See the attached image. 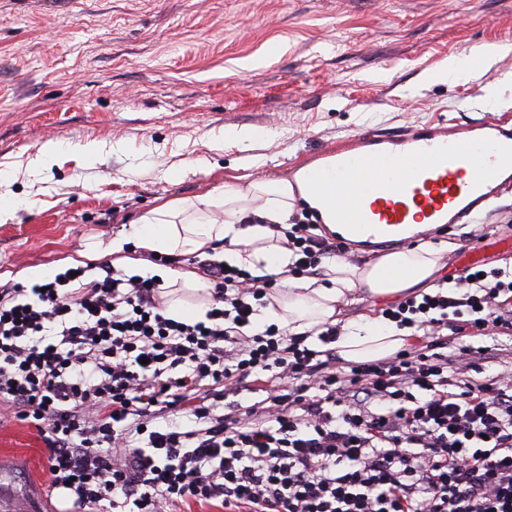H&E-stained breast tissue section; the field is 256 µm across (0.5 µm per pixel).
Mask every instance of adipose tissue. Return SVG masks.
Listing matches in <instances>:
<instances>
[{
  "label": "adipose tissue",
  "mask_w": 512,
  "mask_h": 512,
  "mask_svg": "<svg viewBox=\"0 0 512 512\" xmlns=\"http://www.w3.org/2000/svg\"><path fill=\"white\" fill-rule=\"evenodd\" d=\"M317 196L295 191L289 179L254 181L246 185L224 184L207 194L163 202L132 223L130 231L112 242L113 254L129 264L126 248L143 255L181 256L205 251L224 243L225 264L254 275H282L285 288L257 320L275 323L299 334L322 323L340 324L341 333L332 345L338 358L366 363L390 356L411 341L409 329L397 328L383 317H364L340 322V307L348 298L363 293L388 301L406 295L412 288L429 285L436 279L444 252L450 242L436 245L423 242L397 249L361 265L339 260L327 266L324 275L289 276L292 254L274 242L273 225H286L297 208H315ZM167 287L169 316L202 319L206 304H190L179 295V287L207 292L201 276L170 267L152 266Z\"/></svg>",
  "instance_id": "1"
}]
</instances>
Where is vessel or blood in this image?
Listing matches in <instances>:
<instances>
[{"label":"vessel or blood","mask_w":512,"mask_h":512,"mask_svg":"<svg viewBox=\"0 0 512 512\" xmlns=\"http://www.w3.org/2000/svg\"><path fill=\"white\" fill-rule=\"evenodd\" d=\"M295 187H317L326 200L356 197V211L337 207V223L365 240L412 239L466 223L512 191V123L447 122L395 134L368 129L338 139L290 173Z\"/></svg>","instance_id":"obj_1"}]
</instances>
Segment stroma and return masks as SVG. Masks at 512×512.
I'll return each mask as SVG.
<instances>
[{"instance_id":"1","label":"stroma","mask_w":512,"mask_h":512,"mask_svg":"<svg viewBox=\"0 0 512 512\" xmlns=\"http://www.w3.org/2000/svg\"><path fill=\"white\" fill-rule=\"evenodd\" d=\"M452 56L471 72L439 82ZM502 115L512 0H0V190L19 202L0 222V283L95 279L159 203L288 176L343 136ZM240 129L267 136L246 149ZM444 239L441 275L511 265L512 198ZM43 499L65 512L35 430L0 416V506Z\"/></svg>"}]
</instances>
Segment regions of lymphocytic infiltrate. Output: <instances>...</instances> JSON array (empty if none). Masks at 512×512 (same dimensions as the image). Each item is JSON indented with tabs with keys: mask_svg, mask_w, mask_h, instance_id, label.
Returning a JSON list of instances; mask_svg holds the SVG:
<instances>
[{
	"mask_svg": "<svg viewBox=\"0 0 512 512\" xmlns=\"http://www.w3.org/2000/svg\"><path fill=\"white\" fill-rule=\"evenodd\" d=\"M316 228L285 231L289 274L345 255ZM200 270L212 291L194 321L165 314L159 279L115 269L0 284V404L36 430L75 512H512V370L469 378L484 352L449 346L512 337L511 271L471 268L383 309L418 343L357 364L329 350L337 324L249 333L277 276Z\"/></svg>",
	"mask_w": 512,
	"mask_h": 512,
	"instance_id": "f902f5d3",
	"label": "lymphocytic infiltrate"
}]
</instances>
